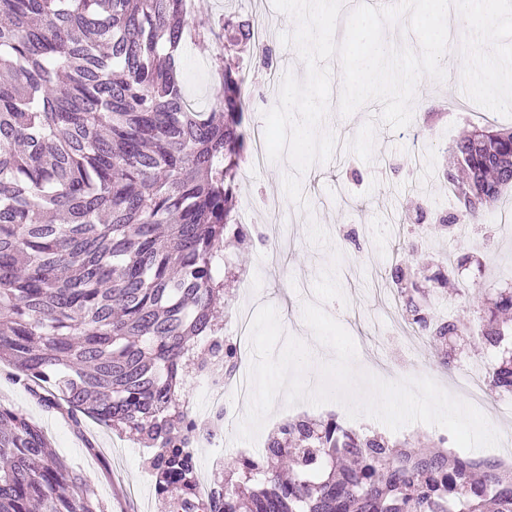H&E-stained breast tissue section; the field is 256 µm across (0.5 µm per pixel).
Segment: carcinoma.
<instances>
[{
  "mask_svg": "<svg viewBox=\"0 0 512 512\" xmlns=\"http://www.w3.org/2000/svg\"><path fill=\"white\" fill-rule=\"evenodd\" d=\"M0 0V360L46 403L130 432L155 449L167 512H512V464L480 460L424 438L413 446L357 432L335 415L300 414L269 433L265 456L238 461L237 479L194 502L193 448L201 429L179 392L199 354L240 358L213 305L244 248L235 201L243 79L233 57L272 50L233 13L205 0ZM212 42L210 111L184 91L182 50ZM457 214L475 221L512 187V129L477 126L444 171ZM411 329L456 361L469 335L461 316L439 320L406 263L390 272ZM512 292L483 308L474 343L512 331ZM512 396V355L488 365ZM318 467L317 477L302 481ZM104 512L96 494L51 450L41 429L0 405V512Z\"/></svg>",
  "mask_w": 512,
  "mask_h": 512,
  "instance_id": "obj_1",
  "label": "carcinoma"
}]
</instances>
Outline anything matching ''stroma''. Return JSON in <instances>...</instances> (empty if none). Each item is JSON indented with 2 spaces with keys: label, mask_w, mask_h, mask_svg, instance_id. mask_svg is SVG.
I'll list each match as a JSON object with an SVG mask.
<instances>
[{
  "label": "stroma",
  "mask_w": 512,
  "mask_h": 512,
  "mask_svg": "<svg viewBox=\"0 0 512 512\" xmlns=\"http://www.w3.org/2000/svg\"><path fill=\"white\" fill-rule=\"evenodd\" d=\"M261 10L276 33L272 40L273 66L262 68L250 51L240 54L246 94L244 126H262L264 111L272 108L269 72L290 73L304 79L306 70L295 48L283 45L280 36L294 30L295 21L277 11L272 0H237L242 19ZM213 45L187 44L183 53V77L190 99L199 108L211 97L207 63ZM462 76L446 67L444 80L424 76L418 82L408 126L395 130L380 118L381 106L371 102L351 116L331 109L321 129L333 133L338 145L329 162L315 164L301 178L304 205L292 203L283 189V177L291 170L288 160L267 163L263 169L243 167L238 203L252 202L248 226L249 247L243 269L256 276L258 288L248 294L233 288L229 308L220 310L225 334H232L244 312L269 304L276 308L286 334L318 350L321 362L333 359L332 350L318 345L302 317L304 303L313 301V285L327 267L333 252H340L337 270L346 303H325L353 338L357 347L354 366L386 381L423 374L444 390H451L456 369L444 368L425 340L410 341L393 333L392 324L402 314L387 308L380 294L386 288L389 269L402 261L397 248L406 237L418 247V263H439L441 256L468 258L460 269L461 287H478L477 298L512 289V228L502 226L504 213L512 212V188L485 210L482 220L468 232L447 235L434 224L439 211H456L455 197L441 174L451 160L454 143L474 126L493 123L512 127V117L489 111L474 102L453 108L464 99ZM277 198L280 210L270 217L262 198ZM430 312L440 318H467L471 329L480 321L471 309L474 299L454 290L430 284ZM0 404L29 418L46 435L54 451L81 473L94 489L105 512H165L143 445L128 434H116L95 421L74 427L70 418L37 399L14 380L11 366L0 363ZM228 417L212 435L200 441L194 454L199 477H227L243 452L237 427L246 401L225 395Z\"/></svg>",
  "instance_id": "stroma-1"
}]
</instances>
